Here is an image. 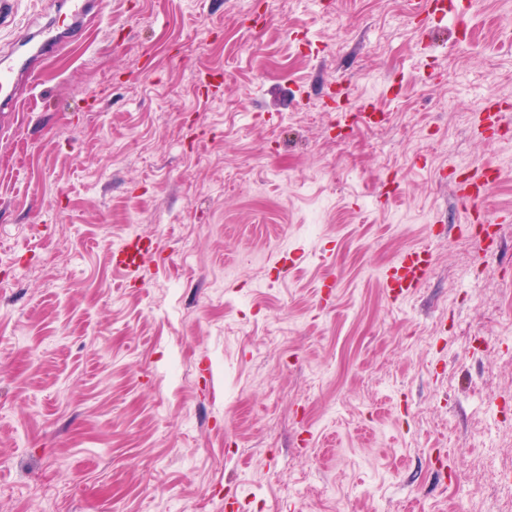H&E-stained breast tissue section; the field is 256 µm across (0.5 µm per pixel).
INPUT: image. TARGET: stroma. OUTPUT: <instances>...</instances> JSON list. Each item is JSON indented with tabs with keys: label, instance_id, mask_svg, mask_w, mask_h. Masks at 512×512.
Returning a JSON list of instances; mask_svg holds the SVG:
<instances>
[{
	"label": "stroma",
	"instance_id": "1",
	"mask_svg": "<svg viewBox=\"0 0 512 512\" xmlns=\"http://www.w3.org/2000/svg\"><path fill=\"white\" fill-rule=\"evenodd\" d=\"M417 8L103 0L17 80L0 512H512V223L479 235L441 182L492 162L512 210V0H473L461 40ZM67 12L16 0L0 67ZM340 81L387 119L336 142ZM420 246L392 305L381 273ZM431 266L432 252L428 249L414 248L401 254L381 277V286L391 303H400L420 288Z\"/></svg>",
	"mask_w": 512,
	"mask_h": 512
}]
</instances>
